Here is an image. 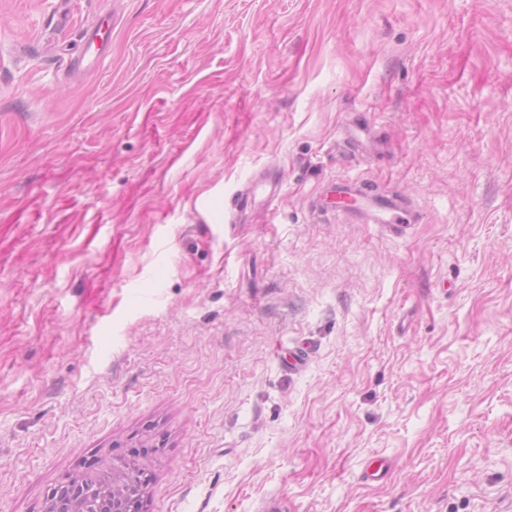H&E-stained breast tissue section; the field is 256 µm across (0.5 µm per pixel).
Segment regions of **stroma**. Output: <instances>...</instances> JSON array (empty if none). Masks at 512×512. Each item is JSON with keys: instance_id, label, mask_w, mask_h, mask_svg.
<instances>
[{"instance_id": "stroma-1", "label": "stroma", "mask_w": 512, "mask_h": 512, "mask_svg": "<svg viewBox=\"0 0 512 512\" xmlns=\"http://www.w3.org/2000/svg\"><path fill=\"white\" fill-rule=\"evenodd\" d=\"M147 436L140 512H512V0H0V512Z\"/></svg>"}]
</instances>
